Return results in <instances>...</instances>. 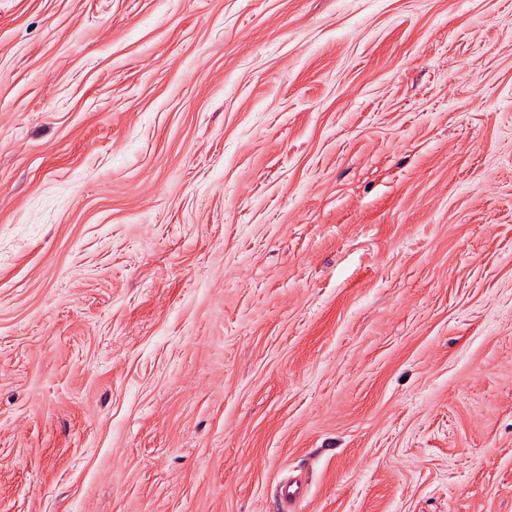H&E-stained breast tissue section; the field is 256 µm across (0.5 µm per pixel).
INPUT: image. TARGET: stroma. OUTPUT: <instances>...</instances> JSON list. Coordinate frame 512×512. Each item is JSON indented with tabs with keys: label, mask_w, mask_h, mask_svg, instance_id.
I'll return each mask as SVG.
<instances>
[{
	"label": "stroma",
	"mask_w": 512,
	"mask_h": 512,
	"mask_svg": "<svg viewBox=\"0 0 512 512\" xmlns=\"http://www.w3.org/2000/svg\"><path fill=\"white\" fill-rule=\"evenodd\" d=\"M512 512V0H0V512Z\"/></svg>",
	"instance_id": "35a3bbf8"
}]
</instances>
